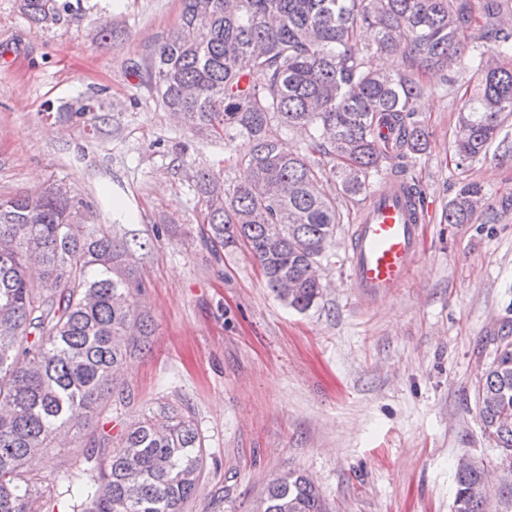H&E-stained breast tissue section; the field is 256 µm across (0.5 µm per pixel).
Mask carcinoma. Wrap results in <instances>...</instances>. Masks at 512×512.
<instances>
[{
    "label": "carcinoma",
    "instance_id": "carcinoma-1",
    "mask_svg": "<svg viewBox=\"0 0 512 512\" xmlns=\"http://www.w3.org/2000/svg\"><path fill=\"white\" fill-rule=\"evenodd\" d=\"M180 19L152 53L149 77L162 106L195 131L231 145L235 176L202 168L191 188L203 203L213 252L243 246L276 296L299 312L322 297L318 268L343 214L319 183L349 198L395 159L426 152L416 102L420 74L464 63L477 84L460 108L454 151L486 156L512 116V0H180ZM36 26L58 24L71 0H21ZM373 39L362 42L364 30ZM405 50L400 69L379 58ZM308 133L304 149L288 132ZM78 202L49 185L0 199V512H39L42 484L62 485L66 512H179L204 468L193 413L162 406L114 438L101 433L72 468L32 473L67 429L89 424L152 322L139 310L138 261L114 231L73 224ZM482 189L463 185L445 221L472 223ZM484 435L511 460L512 336L477 381ZM487 467L455 466L454 512H486ZM256 512H329L299 471L267 486Z\"/></svg>",
    "mask_w": 512,
    "mask_h": 512
}]
</instances>
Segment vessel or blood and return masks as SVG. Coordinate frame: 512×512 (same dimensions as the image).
<instances>
[{
	"label": "vessel or blood",
	"mask_w": 512,
	"mask_h": 512,
	"mask_svg": "<svg viewBox=\"0 0 512 512\" xmlns=\"http://www.w3.org/2000/svg\"><path fill=\"white\" fill-rule=\"evenodd\" d=\"M425 211L409 185L385 179L369 197L352 228L350 280L361 299L375 302L410 278L420 251Z\"/></svg>",
	"instance_id": "vessel-or-blood-1"
}]
</instances>
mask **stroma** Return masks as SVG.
Returning <instances> with one entry per match:
<instances>
[{
    "instance_id": "stroma-1",
    "label": "stroma",
    "mask_w": 512,
    "mask_h": 512,
    "mask_svg": "<svg viewBox=\"0 0 512 512\" xmlns=\"http://www.w3.org/2000/svg\"><path fill=\"white\" fill-rule=\"evenodd\" d=\"M179 14L180 0H82L80 12L37 28L21 0H0V198L60 184L83 202L77 223L108 228L107 187L134 215L125 231L149 244L138 302L154 333L42 474L169 402L192 409L206 450L181 512H256L268 483L294 469L332 512H452L458 458L497 455L474 385L512 325V119L505 143L459 163L452 142L474 77L453 65L431 81L419 114L426 152L385 168L415 184L429 212L408 284L361 300L346 223L321 262L322 299L299 312L266 288L246 249L217 254L204 242L188 179L204 166L233 176L223 161L249 144L206 139L162 108L148 58ZM93 93V111H80ZM471 181L482 210L473 223H445Z\"/></svg>"
}]
</instances>
